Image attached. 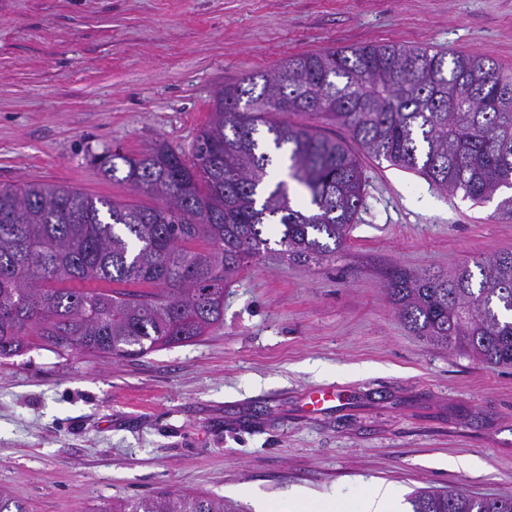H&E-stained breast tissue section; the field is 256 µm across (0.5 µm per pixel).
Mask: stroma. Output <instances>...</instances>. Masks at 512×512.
<instances>
[{
  "instance_id": "obj_1",
  "label": "stroma",
  "mask_w": 512,
  "mask_h": 512,
  "mask_svg": "<svg viewBox=\"0 0 512 512\" xmlns=\"http://www.w3.org/2000/svg\"><path fill=\"white\" fill-rule=\"evenodd\" d=\"M392 43L512 74V0H0V185L153 206L95 156L157 141L191 154L224 85L297 54ZM350 149L366 186L344 247L244 265L207 336L119 360L46 347L0 359V492L28 512L161 488L239 512L256 493L347 500L379 481L401 512L419 487L512 492V368L419 338L385 288L395 266L445 273L512 250V218ZM319 386L342 394L312 412Z\"/></svg>"
}]
</instances>
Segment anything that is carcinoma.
<instances>
[{"label": "carcinoma", "mask_w": 512, "mask_h": 512, "mask_svg": "<svg viewBox=\"0 0 512 512\" xmlns=\"http://www.w3.org/2000/svg\"><path fill=\"white\" fill-rule=\"evenodd\" d=\"M512 75L486 57L367 45L292 56L220 89L192 157L164 141L99 156L104 176L159 200L116 204L44 183L0 186V359L32 347L99 357L197 341L224 322L244 261H320L356 223L365 176L345 142L288 120L341 127L369 154L474 203L512 190ZM288 153L307 200L273 182L268 144ZM122 164H117V161ZM88 283L62 288L58 283ZM401 322L437 345L512 366V251L451 274L393 268ZM411 512H512V493L416 490ZM97 512H228L214 495L163 490Z\"/></svg>", "instance_id": "carcinoma-1"}]
</instances>
